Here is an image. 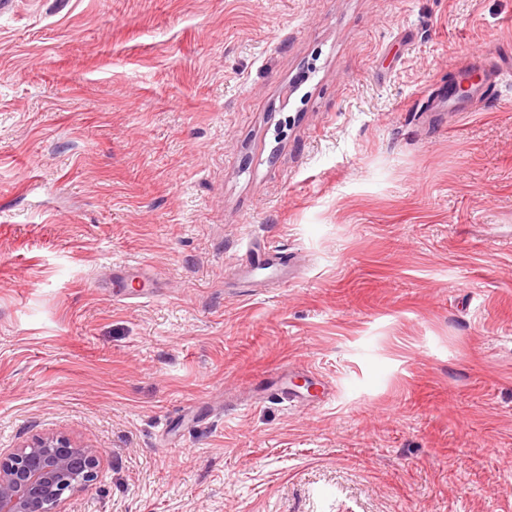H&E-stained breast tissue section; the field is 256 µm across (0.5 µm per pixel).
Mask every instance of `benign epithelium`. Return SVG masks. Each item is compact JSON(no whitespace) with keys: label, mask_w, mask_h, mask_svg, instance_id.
Listing matches in <instances>:
<instances>
[{"label":"benign epithelium","mask_w":512,"mask_h":512,"mask_svg":"<svg viewBox=\"0 0 512 512\" xmlns=\"http://www.w3.org/2000/svg\"><path fill=\"white\" fill-rule=\"evenodd\" d=\"M103 452L71 437L47 432L0 450V512H65L72 494L91 486Z\"/></svg>","instance_id":"1"}]
</instances>
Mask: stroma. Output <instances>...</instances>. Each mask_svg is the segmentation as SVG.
Returning a JSON list of instances; mask_svg holds the SVG:
<instances>
[{"label":"stroma","instance_id":"obj_1","mask_svg":"<svg viewBox=\"0 0 512 512\" xmlns=\"http://www.w3.org/2000/svg\"><path fill=\"white\" fill-rule=\"evenodd\" d=\"M510 55L512 0H13L0 448L101 449L67 512H512Z\"/></svg>","mask_w":512,"mask_h":512}]
</instances>
